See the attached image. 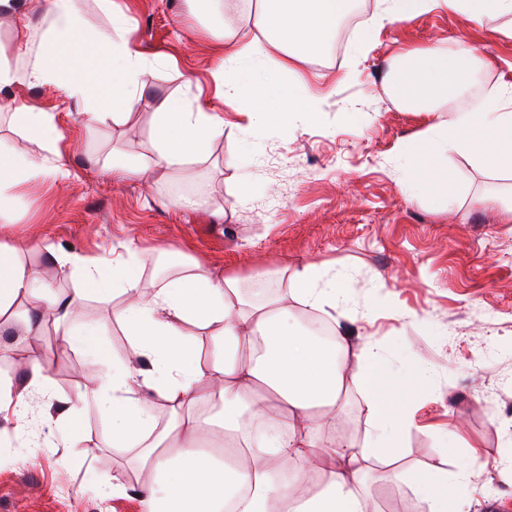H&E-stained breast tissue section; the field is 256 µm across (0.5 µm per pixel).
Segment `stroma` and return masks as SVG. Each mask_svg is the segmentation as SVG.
I'll return each instance as SVG.
<instances>
[{
  "label": "stroma",
  "mask_w": 512,
  "mask_h": 512,
  "mask_svg": "<svg viewBox=\"0 0 512 512\" xmlns=\"http://www.w3.org/2000/svg\"><path fill=\"white\" fill-rule=\"evenodd\" d=\"M130 17L134 36L170 63L158 69L124 125L83 128L75 107L43 89L15 86L16 99L57 108L70 171L25 187L9 226L23 258L59 289L69 278L44 263V249L108 258L128 241L141 248L145 281L163 253L197 259L216 270L248 276L260 266L312 262L349 272L345 325L354 345L376 338L389 365L379 379L388 407L416 403V423L405 441V466L469 469L458 495L469 512H512V214L487 203L512 189V179L449 155L442 165L453 185L447 195L409 193L411 174L396 158L402 139L421 138L444 113L411 112L384 90L391 59L406 46L464 41L493 59L470 94L478 99L501 80L512 81V39L499 30L512 19L477 25L466 17L431 12L376 27L377 0H357L364 18L348 35L359 53L325 54L299 63L287 84L304 83L316 112L281 134L269 124L260 135L224 108V137L193 177L175 170L153 184L115 181L102 171L113 151L149 154L156 95L194 98L210 91L212 35L192 18L187 0H112ZM205 192L209 207L181 209L173 197ZM223 208L216 218L214 208ZM383 308L372 312L373 300ZM125 296L93 298L76 323L100 325V342L120 356L135 350L113 309ZM66 327L42 337L0 335V380H20L27 360L59 350L50 375L52 394L36 402L24 433L0 415V437L14 441L0 454V512H142L138 488L150 478L140 451H116L102 441L105 421L85 404V439L72 444L60 413L82 390L87 371L109 365L67 348ZM368 427L361 391L350 385L347 404L321 442L358 441ZM68 469H60V458ZM126 489L106 494L114 474ZM380 512H423L406 483L390 475L363 480Z\"/></svg>",
  "instance_id": "35a3bbf8"
}]
</instances>
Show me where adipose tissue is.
Returning <instances> with one entry per match:
<instances>
[{
	"label": "adipose tissue",
	"mask_w": 512,
	"mask_h": 512,
	"mask_svg": "<svg viewBox=\"0 0 512 512\" xmlns=\"http://www.w3.org/2000/svg\"><path fill=\"white\" fill-rule=\"evenodd\" d=\"M99 3L109 13L103 29L86 24L80 0H0V13L13 17L19 31L12 48L0 47V94L18 83L50 87L82 105L85 127L129 122L139 94L166 58L135 44L129 17L113 10L111 0ZM189 4L192 15L209 18L220 28L211 73L218 96L245 114L249 128L258 132L267 117H279L285 130L292 112L311 110L307 89L287 90L282 77L292 73L294 63L325 49L354 0H259L255 13L234 27L225 23L220 0ZM433 11L463 14L480 23L512 16V0H382L376 21H403ZM37 22L45 30L34 53L27 34ZM10 52L29 56L23 70L11 68ZM398 58L399 66L387 74L395 104L448 114L447 121L428 126L422 141L402 140L394 147L410 166L412 187L447 188L448 173L438 161L451 152L470 164L511 173L512 82L489 93L485 111L464 112L457 106L491 59L463 42L452 50L439 43L416 46ZM288 101L293 104L289 113L284 110ZM12 118L38 150L0 154V217L6 204L40 175L69 174L55 112L20 101ZM223 135L220 113L196 99L161 96L155 100L150 156L114 152L108 171L122 181L184 170L209 160L212 144ZM49 259L73 279L68 292L58 293L53 281L23 260L19 246L0 240V334L20 308L28 335L37 336L45 317L69 323L91 297L117 291L125 295L126 304L113 318L131 337L136 360L113 357L111 375L90 377L65 412L74 423L73 443L83 440L79 407L91 402L111 420L104 436L109 446L119 451L142 448V460L151 468L150 482L139 489L144 512H377L360 479L374 462L399 455L414 413L407 406L388 408L382 401L374 380L385 366L379 342L354 346L336 318L330 321V339L319 340L288 307L294 300L328 315L346 300L345 276L307 263L289 270L264 267L245 280L175 257L176 273L150 287L142 279L140 252L131 243L124 256L108 262L55 252ZM270 283L274 291L262 298L250 291ZM194 327L214 341L209 359L197 353L190 334ZM47 363L44 357L32 360L21 385L0 381V410L10 411L16 430L26 428L33 397L50 392ZM351 378L366 391L362 405L370 425L363 442L331 445L317 493L285 492V475L304 471L321 428L341 413ZM144 389L149 399H142ZM206 401L221 405L220 434L236 435L243 456L218 462L200 452L211 422L197 409ZM156 404L170 414L162 429L152 412ZM246 411L260 424L259 432L242 431L240 418ZM407 482L425 512H457L448 491L468 485L469 472L463 466L452 472L416 470Z\"/></svg>",
	"instance_id": "obj_1"
}]
</instances>
